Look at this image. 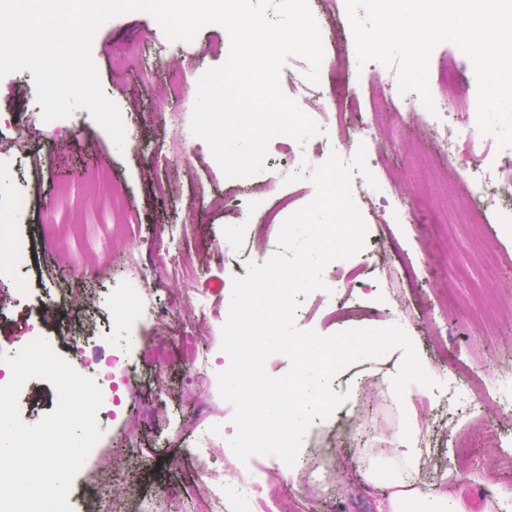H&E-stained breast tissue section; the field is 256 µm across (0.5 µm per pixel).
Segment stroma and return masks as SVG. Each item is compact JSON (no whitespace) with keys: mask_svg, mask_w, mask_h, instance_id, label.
<instances>
[{"mask_svg":"<svg viewBox=\"0 0 512 512\" xmlns=\"http://www.w3.org/2000/svg\"><path fill=\"white\" fill-rule=\"evenodd\" d=\"M315 3L325 18L322 44L335 49L333 70L319 76L322 103L386 94L389 68L377 61L359 64L345 0ZM170 45L158 20L143 11L113 17L93 36L101 89L118 105L125 126L120 147L84 109L60 119L57 129L46 128L30 71L0 78V134L25 142L24 154L0 181V254L8 253L15 236L27 244L19 279L0 281V356L15 355L30 337L42 336L83 375L109 358L120 338L130 341L128 391L72 482V512H95L91 493L109 471L130 476L146 497L144 504L132 500L116 512H164L173 503L177 512H191L176 503L174 489L196 470L189 454L192 424L212 401L218 373L230 364L221 343L211 342L212 320L201 310L168 318L167 328L209 345L216 362L209 377L199 376L175 347L168 361L154 360L160 334L155 317L116 324L106 307L111 296L124 293L133 259L148 279L145 297L155 309L179 298L224 302L235 273L216 257L214 245L223 240L225 225L252 221L250 210L224 209L230 184L208 144L191 131L200 78L230 54L224 29L203 26L180 54ZM452 64L464 75L453 86L442 81ZM427 83L433 95L478 93L471 59L459 58L451 42L433 50ZM423 108L418 98L407 110L355 112L344 129L333 130L326 151L354 174L351 194L369 226V259L351 296L339 295L331 282L305 294V304L319 311L295 326L323 337L367 329L370 321L343 318V311L373 309L387 297L406 317L407 337L432 380L428 386L410 382L405 390L421 404L418 416L427 424L421 484L462 498L469 512H484L491 494L478 479L491 469L504 494L501 512H512V418L496 409L490 388L493 376L512 370V269L488 276L470 227L446 224L465 166L435 135L425 134L418 119ZM372 121L377 129L370 141L364 127ZM268 159L280 192L264 196V207H275L284 195L294 213L313 200L314 184L289 177L276 144H269ZM103 166L112 180L95 183ZM160 183L169 185L168 193H158ZM179 224L187 225L192 247L174 256L166 242ZM81 282L88 302L69 307L61 288ZM72 334L83 338L73 357L67 350ZM405 359L404 348L394 346L335 375L332 388L347 399L304 438L305 448L321 451L322 478L298 473L288 484V501L309 500L312 512H377L391 488L365 474L400 467L393 450L401 411L385 384ZM466 375L483 384L484 394L473 404L450 406L449 385ZM57 402L53 385L34 379L18 399L19 416L36 424Z\"/></svg>","mask_w":512,"mask_h":512,"instance_id":"stroma-1","label":"stroma"}]
</instances>
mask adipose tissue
<instances>
[{
	"label": "adipose tissue",
	"mask_w": 512,
	"mask_h": 512,
	"mask_svg": "<svg viewBox=\"0 0 512 512\" xmlns=\"http://www.w3.org/2000/svg\"><path fill=\"white\" fill-rule=\"evenodd\" d=\"M394 453L406 468L404 473L391 477L393 491L381 504L380 512H465L461 501L447 498L432 487H418L413 438H401Z\"/></svg>",
	"instance_id": "ef3b65f1"
}]
</instances>
